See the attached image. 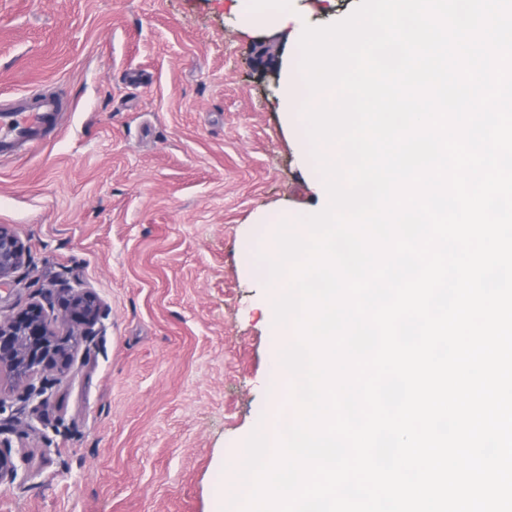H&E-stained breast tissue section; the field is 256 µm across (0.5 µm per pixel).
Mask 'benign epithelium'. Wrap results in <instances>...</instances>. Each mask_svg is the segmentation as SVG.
I'll return each mask as SVG.
<instances>
[{
	"mask_svg": "<svg viewBox=\"0 0 512 512\" xmlns=\"http://www.w3.org/2000/svg\"><path fill=\"white\" fill-rule=\"evenodd\" d=\"M25 244L7 227L0 226V285L26 260ZM60 317L51 320L44 306L28 303L21 311L0 315V375L15 382L31 381L48 373H65L81 340L96 334L103 317L97 295L87 288H64ZM0 440V483L16 478V469Z\"/></svg>",
	"mask_w": 512,
	"mask_h": 512,
	"instance_id": "7a95c632",
	"label": "benign epithelium"
}]
</instances>
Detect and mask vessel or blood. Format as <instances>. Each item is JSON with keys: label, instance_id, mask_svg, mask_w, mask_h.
Instances as JSON below:
<instances>
[{"label": "vessel or blood", "instance_id": "1", "mask_svg": "<svg viewBox=\"0 0 512 512\" xmlns=\"http://www.w3.org/2000/svg\"><path fill=\"white\" fill-rule=\"evenodd\" d=\"M61 104L51 98H22L0 108V158L8 159L34 147L44 129L57 124Z\"/></svg>", "mask_w": 512, "mask_h": 512}]
</instances>
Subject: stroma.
I'll return each instance as SVG.
<instances>
[{
    "mask_svg": "<svg viewBox=\"0 0 512 512\" xmlns=\"http://www.w3.org/2000/svg\"><path fill=\"white\" fill-rule=\"evenodd\" d=\"M231 8L0 0V103L67 106L34 152L0 162V225L28 248L0 312L58 314L76 283L107 311L47 404L0 381L17 469L0 512H217L238 451L271 428L281 346L254 252L321 199L280 110L285 38Z\"/></svg>",
    "mask_w": 512,
    "mask_h": 512,
    "instance_id": "1",
    "label": "stroma"
}]
</instances>
